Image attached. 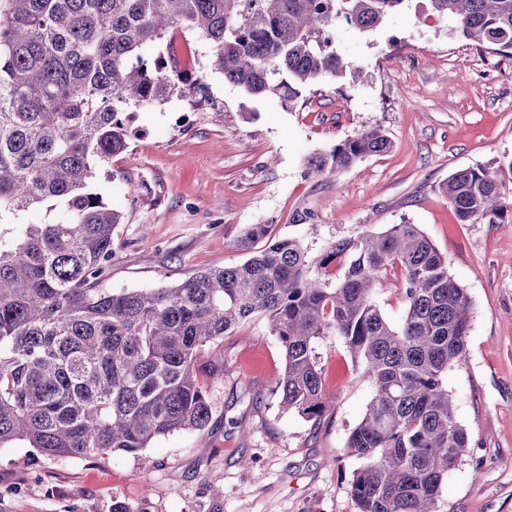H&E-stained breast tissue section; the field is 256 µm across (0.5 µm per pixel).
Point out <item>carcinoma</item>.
Listing matches in <instances>:
<instances>
[{"label":"carcinoma","instance_id":"carcinoma-1","mask_svg":"<svg viewBox=\"0 0 512 512\" xmlns=\"http://www.w3.org/2000/svg\"><path fill=\"white\" fill-rule=\"evenodd\" d=\"M404 0H0V217L48 203L54 223L0 240V446L46 457L136 453L162 435L201 431L208 387L224 358L201 356L254 316L285 353L280 404L308 420L327 398L318 345L341 338L373 397L346 450L366 460L351 479L358 512H435L441 486L469 448L448 393L462 363L471 299L415 224L334 239L312 255L296 238L172 285L98 287L123 214L93 189L128 148L123 116L190 95L170 61L176 34L209 46V66L252 98L293 103L308 85L343 75L336 22L365 32ZM478 48L512 50V0H430ZM365 127L309 161L316 174L388 149ZM512 159L448 177L462 224H512L500 191ZM402 273L405 312L391 324L376 294Z\"/></svg>","mask_w":512,"mask_h":512}]
</instances>
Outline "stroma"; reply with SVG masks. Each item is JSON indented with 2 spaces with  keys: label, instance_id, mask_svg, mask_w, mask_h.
Here are the masks:
<instances>
[{
  "label": "stroma",
  "instance_id": "stroma-1",
  "mask_svg": "<svg viewBox=\"0 0 512 512\" xmlns=\"http://www.w3.org/2000/svg\"><path fill=\"white\" fill-rule=\"evenodd\" d=\"M336 49L352 73L292 105L208 73L205 93L131 113L127 151L94 182L124 215L101 285L149 289L241 263L236 242L252 224L315 255L337 238L418 225L472 301L466 358L447 379L471 444L435 510L512 512V224L459 223L441 190L459 169L512 158V55L469 44L430 0H405L368 32L338 28ZM375 125L388 150L309 174L311 156ZM319 352L330 399L320 419L282 408L283 348L256 317L205 350L224 358L205 430L135 454L0 447V512H358L350 481L364 461L344 447L373 388L341 338Z\"/></svg>",
  "mask_w": 512,
  "mask_h": 512
}]
</instances>
